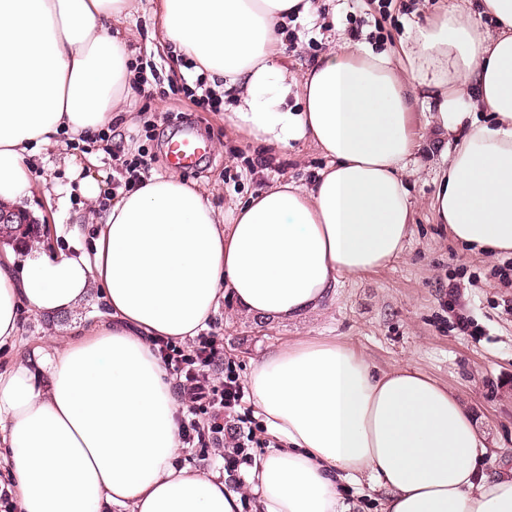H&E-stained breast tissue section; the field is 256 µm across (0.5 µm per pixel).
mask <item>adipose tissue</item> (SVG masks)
Listing matches in <instances>:
<instances>
[{"label": "adipose tissue", "mask_w": 512, "mask_h": 512, "mask_svg": "<svg viewBox=\"0 0 512 512\" xmlns=\"http://www.w3.org/2000/svg\"><path fill=\"white\" fill-rule=\"evenodd\" d=\"M452 0L408 21L398 51L337 32L302 74L279 59L312 0H158L162 39L229 103L247 141L311 143L310 185L261 189L222 213L179 175L117 199L91 256L38 248L0 256V347L20 313L54 316L92 290L103 320L37 346L0 371V449L20 512H352L351 485L383 491L384 512H512V470H495L474 413L405 366L375 371L347 340L271 347L248 384L276 447L254 455L241 491L220 471L178 465L179 404L152 352L206 327L224 297L255 316L319 308L343 278L403 255L413 211L404 183L425 105L452 138L429 202L437 223L483 254L512 252V0ZM137 0H0V204L31 197V159L55 137L111 126L138 81L127 21Z\"/></svg>", "instance_id": "1"}]
</instances>
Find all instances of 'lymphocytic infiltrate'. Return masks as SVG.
I'll return each instance as SVG.
<instances>
[{"mask_svg":"<svg viewBox=\"0 0 512 512\" xmlns=\"http://www.w3.org/2000/svg\"><path fill=\"white\" fill-rule=\"evenodd\" d=\"M151 346L175 381L180 403L176 421L184 447L224 448V470L231 475L250 463L249 450L261 440L245 428V387L225 364L223 344L202 333L185 345L158 337Z\"/></svg>","mask_w":512,"mask_h":512,"instance_id":"lymphocytic-infiltrate-1","label":"lymphocytic infiltrate"}]
</instances>
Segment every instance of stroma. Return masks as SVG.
Listing matches in <instances>:
<instances>
[{
  "mask_svg": "<svg viewBox=\"0 0 512 512\" xmlns=\"http://www.w3.org/2000/svg\"><path fill=\"white\" fill-rule=\"evenodd\" d=\"M405 19L395 4L388 14L379 15L376 0H343L336 14L338 26L378 52L398 49ZM293 28L296 42L282 59L299 75L327 49L331 30L319 20L298 21ZM129 29L133 58L149 78L151 95H131L117 118L122 147L83 153L70 149L62 137L38 155L31 206L44 217L39 242L44 251L90 254L105 213L82 194L81 180L93 179L101 193H110L128 147L155 149L159 133L187 122L208 140L211 153L209 161L182 177L204 186L221 211L283 178L309 184L323 167L324 158L311 144L263 149L236 133L223 112L197 108L187 93L195 75L183 68L172 46L154 35L153 0H140ZM441 163L440 148H429L420 169L405 177L413 224L399 259L344 279L333 300L292 319L255 318L240 313L233 299H225L211 327L224 344L225 359L235 362L243 377L271 346L304 336L351 339L381 371L416 367L472 407L498 466L511 469L512 283L497 274L504 256L489 258L472 251L453 240L445 225L435 223L428 202L437 191ZM104 311L103 299L93 291L75 309L52 317L22 313L15 342L0 347V369L36 346L66 341L72 323L94 321Z\"/></svg>",
  "mask_w": 512,
  "mask_h": 512,
  "instance_id": "stroma-1",
  "label": "stroma"
}]
</instances>
